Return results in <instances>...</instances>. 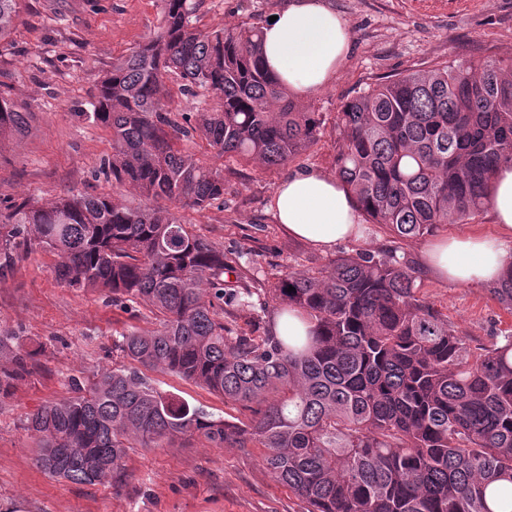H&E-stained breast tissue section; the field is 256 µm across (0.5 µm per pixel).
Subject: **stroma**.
<instances>
[{
  "mask_svg": "<svg viewBox=\"0 0 512 512\" xmlns=\"http://www.w3.org/2000/svg\"><path fill=\"white\" fill-rule=\"evenodd\" d=\"M284 0H198L201 24L257 25ZM348 24L350 51L333 82L307 103L323 118L318 141L286 165L265 169L234 157L213 156L198 140L185 151L222 169L223 202L203 211L177 208L200 234L238 256L229 280L248 290L251 309L225 302L232 332L273 331L277 316L269 289L290 269H318L344 253L392 249L416 269L418 296L448 319L471 350L512 335V312L487 285L461 286L437 278L422 253L434 239L497 236L489 211L462 224L438 225L432 234L393 237L378 224L363 235L320 250L291 237L268 204L288 174H335L336 116L372 83L428 70L446 62L512 57V0H327ZM164 23L162 0H23L7 41L0 43V80L13 101L30 112L27 134L0 144V197L50 202L75 192L99 194L112 185L100 172L112 155V132L80 120L113 61L153 38ZM55 258L35 250L13 277L0 280V328L21 333L37 372L12 396L0 398V512H307L305 502L275 482L259 448H130L111 482L78 485L45 474L35 463L23 425L43 405L71 396L70 378L92 379L125 365L120 334L152 328L148 310L116 306L97 292L61 286ZM159 390L207 413L249 422L250 408L170 373L145 370Z\"/></svg>",
  "mask_w": 512,
  "mask_h": 512,
  "instance_id": "1",
  "label": "stroma"
}]
</instances>
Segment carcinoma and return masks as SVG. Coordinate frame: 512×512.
Segmentation results:
<instances>
[{"label": "carcinoma", "mask_w": 512, "mask_h": 512, "mask_svg": "<svg viewBox=\"0 0 512 512\" xmlns=\"http://www.w3.org/2000/svg\"><path fill=\"white\" fill-rule=\"evenodd\" d=\"M20 2L0 0L1 42ZM163 3V27L112 62L91 111L78 113L112 130L100 173L145 204L113 192L0 200V280L34 248L52 253L63 286L155 316V328L122 336L127 358L246 403L256 420L216 418L134 368H112L87 386L71 380L73 395L27 419L38 467L105 484L125 449L184 438L264 449L272 478L307 512H512V336L472 352L416 295L415 270L396 252L281 273L277 316L312 324L305 336L228 335L224 247L158 205L222 202L224 172L178 141L194 134L216 156L271 169L317 142L322 122L264 69L259 26H199L195 0ZM176 77L213 107L174 120ZM28 118L0 83V143L24 134ZM335 163L366 219L398 237L475 216L496 168L512 163V61L449 62L368 86L340 112ZM490 293L512 312V264ZM34 373L22 336L0 330V397Z\"/></svg>", "instance_id": "cac0c4a2"}]
</instances>
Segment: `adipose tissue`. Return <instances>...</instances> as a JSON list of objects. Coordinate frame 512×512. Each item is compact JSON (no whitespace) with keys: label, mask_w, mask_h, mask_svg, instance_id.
Wrapping results in <instances>:
<instances>
[{"label":"adipose tissue","mask_w":512,"mask_h":512,"mask_svg":"<svg viewBox=\"0 0 512 512\" xmlns=\"http://www.w3.org/2000/svg\"><path fill=\"white\" fill-rule=\"evenodd\" d=\"M266 70L297 97L308 98L327 87L349 49V28L325 0H291L274 22L261 27ZM270 207L290 235L326 250L362 235L359 207L335 177L318 170L289 175L273 193ZM500 236L449 237L424 252L429 268L441 279L474 285L495 281L512 251V165L502 164L489 203Z\"/></svg>","instance_id":"1"}]
</instances>
